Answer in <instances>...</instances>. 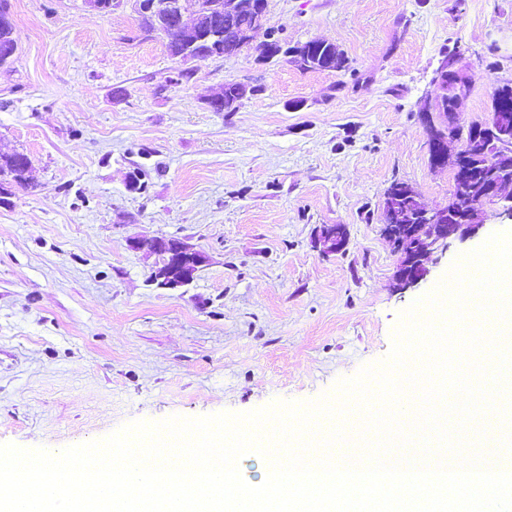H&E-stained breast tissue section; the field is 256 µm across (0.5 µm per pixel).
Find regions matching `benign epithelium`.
<instances>
[{
  "instance_id": "benign-epithelium-1",
  "label": "benign epithelium",
  "mask_w": 512,
  "mask_h": 512,
  "mask_svg": "<svg viewBox=\"0 0 512 512\" xmlns=\"http://www.w3.org/2000/svg\"><path fill=\"white\" fill-rule=\"evenodd\" d=\"M242 10L254 14L250 27L236 29L224 26L222 18H230ZM185 8L172 9L168 15V29L178 34L189 32L184 21ZM267 0H224V17H214L210 30L199 34L192 45L214 42L223 35L235 34L241 44L252 42L253 34L266 23ZM307 55L302 46L281 43L272 45L266 40L262 45L260 61L270 63L284 58L299 61ZM462 56L443 58L433 71L431 83L441 87L446 74L453 72L457 79V102L463 103L470 94L473 84L472 71L460 64ZM438 100L421 102L420 109L425 120L427 140L436 151L435 168H450L455 174L452 180L451 197L448 205L430 209L421 202L416 188L408 182L390 184L382 202L384 224L382 234L394 253L400 256V263L393 277L392 288L405 292L416 287L428 274L426 263L440 246H447L454 239L475 236L485 226L483 208L486 205L498 207L512 217V171L498 164L499 154L504 151L503 143L488 144L483 150L485 166L490 169L488 181L477 197H471L461 176H456L463 157L468 153L467 141L461 139L450 122L438 126L434 123L433 112L437 111ZM317 243L324 254H337L345 250L348 243L347 227L344 224H324L317 233ZM132 248L143 250L159 257L152 272V281L159 288H180L192 281L198 268L205 263V255L179 239L153 237L139 240Z\"/></svg>"
}]
</instances>
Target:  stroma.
<instances>
[{"mask_svg": "<svg viewBox=\"0 0 512 512\" xmlns=\"http://www.w3.org/2000/svg\"><path fill=\"white\" fill-rule=\"evenodd\" d=\"M17 52L0 67V151L31 159V188L0 202V445L57 452L124 425L339 403L340 379L384 364L403 313L512 218L428 260L396 291L381 233L391 182L447 204L418 102L444 46L474 84L460 121L487 118L512 81V0H267L289 43L323 39L350 75L237 55L180 62L135 0H8ZM495 68H487L488 58ZM259 87L237 111L225 82ZM323 224L346 225L324 255ZM164 236L203 252L188 285H151ZM317 243L324 254H337L344 251L348 243L346 225L323 224L317 233Z\"/></svg>", "mask_w": 512, "mask_h": 512, "instance_id": "obj_1", "label": "stroma"}]
</instances>
